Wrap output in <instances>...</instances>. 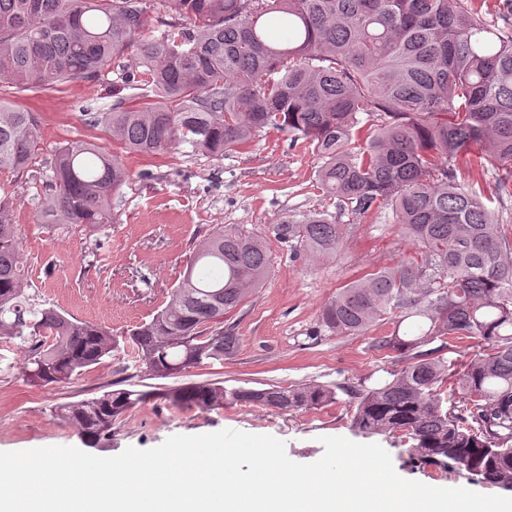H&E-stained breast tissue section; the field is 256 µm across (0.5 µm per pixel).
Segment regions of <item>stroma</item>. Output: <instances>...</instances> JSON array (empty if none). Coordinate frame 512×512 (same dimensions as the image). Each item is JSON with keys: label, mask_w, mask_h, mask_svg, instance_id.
I'll list each match as a JSON object with an SVG mask.
<instances>
[{"label": "stroma", "mask_w": 512, "mask_h": 512, "mask_svg": "<svg viewBox=\"0 0 512 512\" xmlns=\"http://www.w3.org/2000/svg\"><path fill=\"white\" fill-rule=\"evenodd\" d=\"M139 83L122 82L113 71L76 77L43 92L4 85L0 98L41 115L40 152L28 169L0 172V200L8 202L17 226L33 292L58 311L101 325L115 336L128 335L150 321L183 275L193 244L205 233L226 227L266 236L270 272L254 298L228 314L239 338L236 354L224 363L187 369L168 378L141 373L131 345L63 386L41 387L21 373L23 354L0 339V451L75 446L111 457L124 449H151L173 435H200L223 429L274 436L299 463L318 460L319 439L343 436L364 442L351 426L349 397L293 412L251 405L209 411L177 409L159 400L132 408L112 428V438L96 446L53 413L55 405L89 399L107 390H141L213 380L228 386L315 382L356 385L385 378L395 353L371 350L373 337L393 330L409 333L411 321H379L364 336H339L319 325L323 305L340 288L381 266L416 256L388 212L363 215L342 208L320 188V160L305 140L268 129L251 146L219 159L122 152L104 126L85 123L88 112H108L120 99L145 94ZM82 139L121 153L132 177L122 188L114 221L98 230L60 231L44 224L35 200L49 191L45 163L69 141ZM317 212L351 227L336 257L312 261L293 255L272 228L283 220L302 221ZM391 456L396 473L433 487H464L482 493L495 488L409 457L402 434L372 438Z\"/></svg>", "instance_id": "1"}]
</instances>
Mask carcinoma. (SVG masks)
I'll list each match as a JSON object with an SVG mask.
<instances>
[{"label":"carcinoma","mask_w":512,"mask_h":512,"mask_svg":"<svg viewBox=\"0 0 512 512\" xmlns=\"http://www.w3.org/2000/svg\"><path fill=\"white\" fill-rule=\"evenodd\" d=\"M498 16L487 20L468 0H0V84L47 90L111 65L126 83L120 60L132 51L155 99L85 113L126 151L221 158L265 128L306 140L321 160V188L360 215L390 210L420 255L350 282L320 310L321 325L342 336L365 335L387 316L420 323L412 335L395 330L371 344L395 352L401 368L370 387H340L355 404L353 428L402 432L410 456L460 462L512 491V237L491 207L512 197V0ZM40 124L37 113L0 101V171L28 168ZM475 147L481 170L494 175L493 196L457 179L454 161ZM49 171L52 192L37 203L44 223H113L131 177L119 156L77 140ZM274 231L310 259L335 256L345 234L321 213ZM204 265L222 275L198 274ZM269 265L261 235H204L165 307L127 337L140 371L166 378L233 357L238 338L224 316L259 290ZM28 287L16 225L0 201V338L23 351L24 376L67 383L112 356L110 331L64 316ZM463 337L482 340L486 353L453 372L441 352ZM335 396L315 383L201 380L105 391L56 412L93 441L154 399L288 412Z\"/></svg>","instance_id":"cac0c4a2"}]
</instances>
